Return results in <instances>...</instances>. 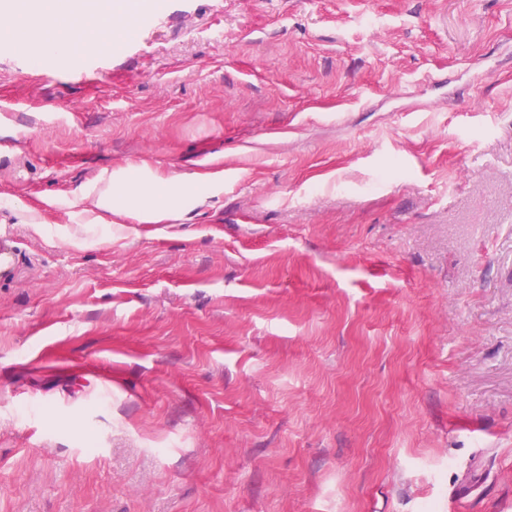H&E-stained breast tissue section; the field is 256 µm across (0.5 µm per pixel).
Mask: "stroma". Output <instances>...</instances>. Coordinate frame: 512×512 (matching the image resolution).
I'll use <instances>...</instances> for the list:
<instances>
[{"instance_id":"obj_1","label":"stroma","mask_w":512,"mask_h":512,"mask_svg":"<svg viewBox=\"0 0 512 512\" xmlns=\"http://www.w3.org/2000/svg\"><path fill=\"white\" fill-rule=\"evenodd\" d=\"M149 16L0 54V512H512V0ZM197 185L158 177L145 184L129 178L109 186L90 201L87 211L93 216L92 224H112L104 215L133 212L142 223L158 224L175 212V203L195 200Z\"/></svg>"}]
</instances>
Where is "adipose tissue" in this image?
<instances>
[{"mask_svg":"<svg viewBox=\"0 0 512 512\" xmlns=\"http://www.w3.org/2000/svg\"><path fill=\"white\" fill-rule=\"evenodd\" d=\"M152 0H8L6 21L0 24V53L26 52L32 32L44 34V45L52 52H65L92 28H110L120 16L134 18L152 10ZM197 187L169 178L145 184L129 178L109 186L90 201L92 223L106 216L134 212L146 224L169 218L176 202L195 199Z\"/></svg>","mask_w":512,"mask_h":512,"instance_id":"adipose-tissue-1","label":"adipose tissue"}]
</instances>
